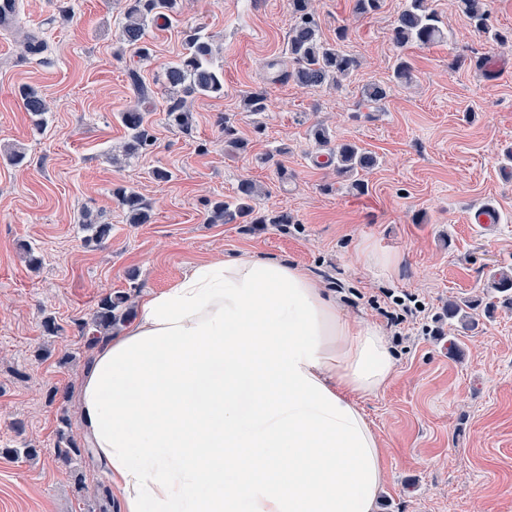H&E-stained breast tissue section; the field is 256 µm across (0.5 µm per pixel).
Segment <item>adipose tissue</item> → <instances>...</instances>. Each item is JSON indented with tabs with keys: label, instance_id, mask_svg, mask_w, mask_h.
I'll return each instance as SVG.
<instances>
[{
	"label": "adipose tissue",
	"instance_id": "ef3b65f1",
	"mask_svg": "<svg viewBox=\"0 0 512 512\" xmlns=\"http://www.w3.org/2000/svg\"><path fill=\"white\" fill-rule=\"evenodd\" d=\"M394 368L299 266L194 265L101 343L78 396L122 512H375L382 460L359 401Z\"/></svg>",
	"mask_w": 512,
	"mask_h": 512
}]
</instances>
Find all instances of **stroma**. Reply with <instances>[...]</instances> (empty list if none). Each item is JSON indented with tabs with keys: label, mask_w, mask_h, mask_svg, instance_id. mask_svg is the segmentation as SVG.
Here are the masks:
<instances>
[{
	"label": "stroma",
	"mask_w": 512,
	"mask_h": 512,
	"mask_svg": "<svg viewBox=\"0 0 512 512\" xmlns=\"http://www.w3.org/2000/svg\"><path fill=\"white\" fill-rule=\"evenodd\" d=\"M404 4L359 16L352 0H315L322 39L347 27L360 67L340 86L302 89L284 77L288 0H179L150 26L147 60L117 41L124 0H22L20 21L43 50L0 35V512H99L104 465L58 455L67 436L85 437L78 393L98 300L122 292L135 307L193 264L245 252L298 264L344 316L381 328L394 372L359 401L382 451L377 512H512V305L491 287L512 274V43L479 35L454 0H430L447 36L402 51L415 79L393 84L401 51L389 28ZM196 34L216 48L224 95L193 99L182 129L163 72ZM371 82L390 88L375 105L361 96ZM31 88L49 104L40 127L23 104ZM252 90L265 91L266 111H244ZM137 103L152 144L126 157L120 114ZM319 123L332 143L377 154L365 192L326 164L310 137ZM228 127L242 148L227 146ZM158 169L170 179H154ZM243 179L262 210L292 223H209ZM119 185L138 188L149 223H127ZM485 205L499 217L490 231L472 222ZM86 212L112 227L94 247ZM404 294L423 310L389 325ZM464 299L483 302L469 325L439 321Z\"/></svg>",
	"instance_id": "stroma-1"
}]
</instances>
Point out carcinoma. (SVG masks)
I'll list each match as a JSON object with an SVG mask.
<instances>
[{
  "mask_svg": "<svg viewBox=\"0 0 512 512\" xmlns=\"http://www.w3.org/2000/svg\"><path fill=\"white\" fill-rule=\"evenodd\" d=\"M458 9L474 24L475 29L496 42L504 36L490 24L488 0H456ZM177 0H125L124 22L118 38L121 44L139 54L147 53V32L149 24L159 13L172 12ZM288 10L293 24L288 33V71L286 76L297 86L316 89L337 84L347 79L359 67L356 56L344 49L348 38L346 29L336 33V41L321 38L312 0H288ZM391 41L399 48L409 45H430L445 38V28L440 15L428 6V0H407L404 9L395 18L389 30ZM213 44L200 35L190 38L184 51L164 68L166 84L177 95L169 99L168 114L181 127L192 122L187 109L189 98L221 97L224 95L222 69L215 66ZM413 69L404 57L393 65V81L407 85L413 82ZM362 98L367 102H379L387 97V86L372 82L362 87ZM247 112H264L267 109L266 96L251 92L242 99ZM26 111L36 117L48 112L45 98L29 89L24 93ZM121 123L127 131L123 145L124 152L135 155L152 142L145 123V114L136 106L120 113ZM329 161L336 174L350 182V187L361 191L365 177L376 166L378 157L371 151L355 144L342 143L332 149ZM113 195L126 213L130 224H145L148 211L143 196L135 189L118 187ZM255 184L243 179L238 183L232 200H218L212 206L211 220L224 224L243 221L247 224H288L291 218L286 212L277 214L263 212L256 206ZM130 314L128 296L123 293L106 294L100 298L92 316L96 336L88 346L94 347L112 334V329Z\"/></svg>",
  "mask_w": 512,
  "mask_h": 512,
  "instance_id": "cac0c4a2",
  "label": "carcinoma"
}]
</instances>
